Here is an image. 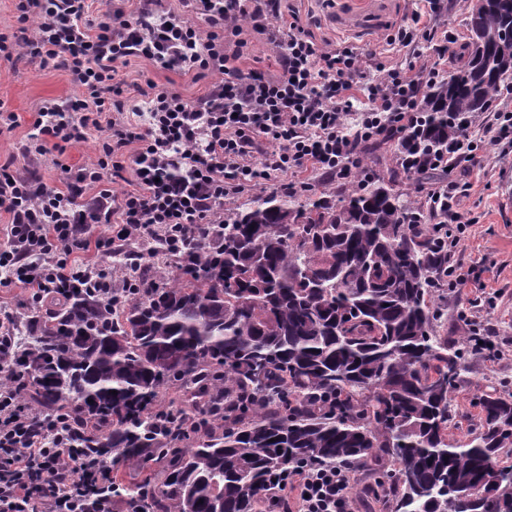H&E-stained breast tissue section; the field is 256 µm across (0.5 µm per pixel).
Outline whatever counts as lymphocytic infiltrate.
<instances>
[{"label":"lymphocytic infiltrate","instance_id":"lymphocytic-infiltrate-1","mask_svg":"<svg viewBox=\"0 0 512 512\" xmlns=\"http://www.w3.org/2000/svg\"><path fill=\"white\" fill-rule=\"evenodd\" d=\"M136 2L93 19L88 0H15L19 30L0 33L1 58L63 69L80 90L41 104L31 150L61 153L90 130L108 131L96 160L62 189L0 165V211L11 216L0 272L31 299L75 286L113 299L111 265L77 261L91 225L115 224L112 247L155 239L179 251L209 240L238 194L280 182L297 196L317 177L352 180L363 143L423 120L414 89L438 74L425 60L401 65L321 45L297 16L273 27L281 0H186L191 22L159 0ZM247 22L268 31L278 75L242 71ZM132 57L222 80L195 102L146 81L141 119L120 76ZM127 173L135 189L112 194ZM94 185L98 193L85 197ZM429 200L445 211L438 245L454 253L471 222L452 186ZM292 481L299 492L279 498L280 512H348V469L302 470ZM111 488V467L89 470L69 418L36 416L17 391H0V512H30L35 499L42 512H112Z\"/></svg>","mask_w":512,"mask_h":512}]
</instances>
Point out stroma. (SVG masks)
<instances>
[{
  "instance_id": "obj_1",
  "label": "stroma",
  "mask_w": 512,
  "mask_h": 512,
  "mask_svg": "<svg viewBox=\"0 0 512 512\" xmlns=\"http://www.w3.org/2000/svg\"><path fill=\"white\" fill-rule=\"evenodd\" d=\"M424 10L422 0H283L281 4L283 17L296 14L308 21L317 43L379 53L387 50L389 39L406 16ZM122 74L133 98L138 95V86L149 78L191 101L218 80L214 74L197 79L136 57L130 58ZM77 93L64 70L0 59V101L18 117L16 128L0 133V164L10 161L19 170L37 171L46 183L62 188L67 170L75 171L94 161L104 138L98 131L61 153L41 156L26 150L40 105ZM482 119V125L475 129L476 135L486 141L482 166L463 163L452 173L436 172L422 190L412 193L423 204L429 190L454 185L461 193L463 209L475 219L452 258L467 282L456 291L439 292L441 335L457 341L464 334L462 317L469 314L487 325L496 348L505 353L501 359L468 355L455 393L461 417L448 430L450 441L457 443L464 442L467 430L478 420L475 398L498 384L512 388V153H503L501 146L486 140L485 124L491 121V113H484Z\"/></svg>"
}]
</instances>
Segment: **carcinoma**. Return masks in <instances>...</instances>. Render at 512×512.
Segmentation results:
<instances>
[{
    "mask_svg": "<svg viewBox=\"0 0 512 512\" xmlns=\"http://www.w3.org/2000/svg\"><path fill=\"white\" fill-rule=\"evenodd\" d=\"M463 60L422 85L425 123L396 136L383 175L338 202L272 193L224 218L214 243L165 252L169 279L118 305L78 288L51 319L35 304L16 358L33 404L81 412L97 464L128 475L112 502L143 512H275L271 477L372 467L392 512H512V392L477 399L478 424L448 441L471 340L438 335L433 245L444 214L396 186L400 163L448 153L512 91V0L466 16ZM117 394H111V391ZM178 391L203 401L162 406ZM160 477L143 475L149 463Z\"/></svg>",
    "mask_w": 512,
    "mask_h": 512,
    "instance_id": "carcinoma-1",
    "label": "carcinoma"
}]
</instances>
